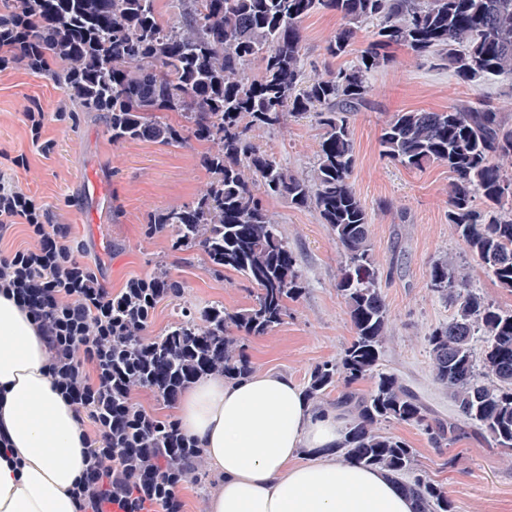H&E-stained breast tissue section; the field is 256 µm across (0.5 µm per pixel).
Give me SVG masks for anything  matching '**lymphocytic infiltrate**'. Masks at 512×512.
<instances>
[{
    "instance_id": "obj_1",
    "label": "lymphocytic infiltrate",
    "mask_w": 512,
    "mask_h": 512,
    "mask_svg": "<svg viewBox=\"0 0 512 512\" xmlns=\"http://www.w3.org/2000/svg\"><path fill=\"white\" fill-rule=\"evenodd\" d=\"M16 224L26 225L37 245L0 256V286L12 291L35 320L45 311H92L100 335L112 333V295L75 250L49 232L47 210L35 196L18 190L0 170V238Z\"/></svg>"
}]
</instances>
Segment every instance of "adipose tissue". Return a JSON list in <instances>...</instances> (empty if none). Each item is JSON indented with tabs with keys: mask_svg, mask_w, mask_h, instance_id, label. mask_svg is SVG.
I'll return each instance as SVG.
<instances>
[{
	"mask_svg": "<svg viewBox=\"0 0 512 512\" xmlns=\"http://www.w3.org/2000/svg\"><path fill=\"white\" fill-rule=\"evenodd\" d=\"M48 338L0 292V512H76L88 434L48 370ZM176 411L219 480L206 512H412L385 472L331 456L342 438L288 375L207 376Z\"/></svg>",
	"mask_w": 512,
	"mask_h": 512,
	"instance_id": "ef3b65f1",
	"label": "adipose tissue"
}]
</instances>
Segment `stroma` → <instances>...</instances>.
Returning a JSON list of instances; mask_svg holds the SVG:
<instances>
[{"instance_id":"35a3bbf8","label":"stroma","mask_w":512,"mask_h":512,"mask_svg":"<svg viewBox=\"0 0 512 512\" xmlns=\"http://www.w3.org/2000/svg\"><path fill=\"white\" fill-rule=\"evenodd\" d=\"M340 19L317 12L302 22L304 50L317 66H339L324 54L327 37ZM371 102L351 120L355 145L354 189L371 218V244L388 278L382 294L391 316L390 335L380 366L399 376L436 414L454 416L447 390L432 372L425 338L447 323L452 307L433 295L428 270L437 258L466 251L448 222L446 165L410 170L380 154L382 128L391 115L405 111H441L482 98L512 123V75L473 86L451 71L434 68L408 49L392 51L389 66L370 77ZM44 115L40 139H33L26 115ZM320 131L307 119H288L281 131H256L255 140L273 148L291 170L309 167ZM202 146L150 141L113 143L98 112L81 111L57 81L53 69L31 70L26 63L0 72V156L24 157L13 168L15 184L45 204L51 224L80 247L82 260L98 265L101 283L119 293L131 279L166 265L184 284L182 306L200 310L211 302L241 308L251 304L253 288L236 273L210 274L200 258L173 252L161 235L146 226L164 209L191 202L210 175L200 162ZM102 193L85 194L88 176ZM297 256L306 291L289 303L284 322L268 335L246 338L256 370L283 373L305 385L313 367L338 358L352 339L345 305L336 291L340 254L318 215L282 200L268 199ZM383 432L415 449L423 475L443 486L457 512H512V454L496 448L470 425L451 444L436 448L414 423L383 424Z\"/></svg>"}]
</instances>
